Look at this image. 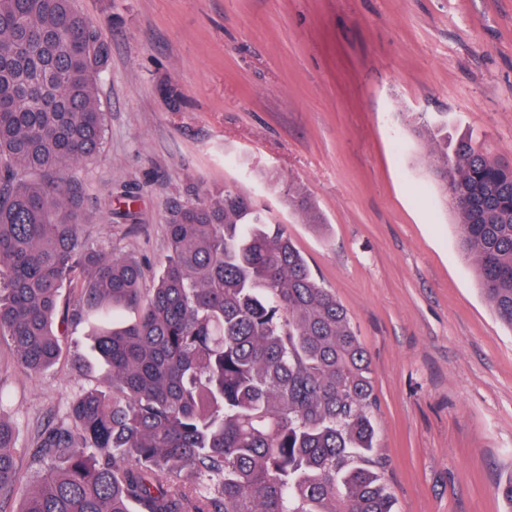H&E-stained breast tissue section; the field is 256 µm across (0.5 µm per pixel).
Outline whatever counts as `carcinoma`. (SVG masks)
I'll list each match as a JSON object with an SVG mask.
<instances>
[{"label": "carcinoma", "mask_w": 512, "mask_h": 512, "mask_svg": "<svg viewBox=\"0 0 512 512\" xmlns=\"http://www.w3.org/2000/svg\"><path fill=\"white\" fill-rule=\"evenodd\" d=\"M110 59L75 0H0V336L38 375L84 310L140 309L91 336L112 385L41 429L25 477L0 419V500L31 484L19 512H393L370 359L285 225L235 185L174 201L149 290L136 258L81 237L67 170L103 146ZM414 130L482 293L512 326V167L468 138L448 146L422 113ZM284 199L326 223L306 191ZM65 285L75 303L62 308Z\"/></svg>", "instance_id": "carcinoma-1"}]
</instances>
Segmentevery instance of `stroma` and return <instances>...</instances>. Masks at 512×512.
I'll list each match as a JSON object with an SVG mask.
<instances>
[{"label": "stroma", "mask_w": 512, "mask_h": 512, "mask_svg": "<svg viewBox=\"0 0 512 512\" xmlns=\"http://www.w3.org/2000/svg\"><path fill=\"white\" fill-rule=\"evenodd\" d=\"M111 60L100 153L78 165L89 245L153 287L172 201L233 183L284 222L367 351L394 512H507L512 327L463 259L415 113L512 164V0H76ZM307 191L306 224L267 184ZM86 311L42 375L0 339L18 447L111 374Z\"/></svg>", "instance_id": "35a3bbf8"}]
</instances>
